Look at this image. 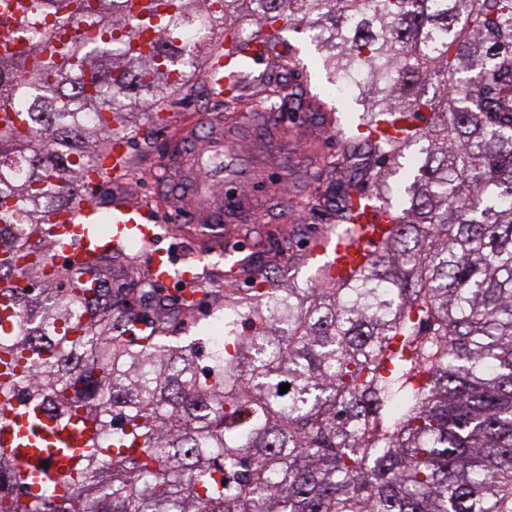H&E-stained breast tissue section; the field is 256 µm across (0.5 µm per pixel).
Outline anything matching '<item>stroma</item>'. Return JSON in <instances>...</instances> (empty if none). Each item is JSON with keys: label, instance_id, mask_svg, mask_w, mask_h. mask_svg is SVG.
<instances>
[{"label": "stroma", "instance_id": "stroma-1", "mask_svg": "<svg viewBox=\"0 0 512 512\" xmlns=\"http://www.w3.org/2000/svg\"><path fill=\"white\" fill-rule=\"evenodd\" d=\"M300 65L285 71L277 60H262L253 66L257 76H286L292 87L288 109L280 114L269 110L261 87L234 104L210 93L202 74L192 78L190 95L174 94L166 105L167 124L152 125L149 109L136 106L127 128L130 173L124 181L107 184L108 195L121 194L149 208L158 219L152 245L131 243L126 252L131 261L113 264L108 276L111 286L123 288L125 301L115 303V312L139 307L135 292L143 273L150 269L153 252H168L177 267L194 266L197 283L176 280L159 287L162 297L194 289L198 302L193 311L174 320L179 335L203 331L211 337L224 321L222 277L234 263L262 260L273 284L302 283L313 276L317 261L308 257L307 245L336 235V215H318L316 207L304 206L305 198L316 195L315 180L324 176L327 162L336 155L339 140L348 139L361 123L363 107L354 96H337L333 78L323 66L324 52L305 26L285 31ZM223 112L227 140L250 161L264 160V181L255 186L241 181L239 190L249 196L252 214L242 224L224 227V250L215 252L182 238L181 226L173 222L156 195L161 171L157 160L182 124L201 122L205 114Z\"/></svg>", "mask_w": 512, "mask_h": 512}]
</instances>
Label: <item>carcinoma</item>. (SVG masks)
<instances>
[{
	"mask_svg": "<svg viewBox=\"0 0 512 512\" xmlns=\"http://www.w3.org/2000/svg\"><path fill=\"white\" fill-rule=\"evenodd\" d=\"M16 0L0 29V418L27 399L93 436L64 493L33 496L0 452V512H512V0ZM243 15L251 28L233 22ZM314 32L334 82L358 74L374 158L336 179L343 234L380 201L398 221L347 280L224 286V353L168 335L194 301L112 314V243L45 251L124 138L129 92L167 122L208 29L235 101L245 60ZM434 92H428V89ZM414 122L399 139L378 126ZM408 159L412 175L391 181ZM290 389L282 394L280 385Z\"/></svg>",
	"mask_w": 512,
	"mask_h": 512,
	"instance_id": "carcinoma-1",
	"label": "carcinoma"
}]
</instances>
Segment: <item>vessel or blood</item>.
<instances>
[{"instance_id": "b4317fda", "label": "vessel or blood", "mask_w": 512, "mask_h": 512, "mask_svg": "<svg viewBox=\"0 0 512 512\" xmlns=\"http://www.w3.org/2000/svg\"><path fill=\"white\" fill-rule=\"evenodd\" d=\"M238 156L224 143L222 121H215L211 135L197 141L193 151H186L183 139H176L163 160L167 179L161 190L167 208L183 215L189 222V237L213 250L224 245V227L246 221L250 211L247 198L233 192L228 170L238 166ZM97 185L89 183L81 198L70 209L61 211L51 219L50 258L53 263H66L74 242L90 245L98 234L101 221L112 226V243L127 241L149 242L154 237V214L145 206L115 198L107 207L96 201ZM392 212L383 211L372 217L364 227V238L352 243L337 241L334 247L319 245L315 252L329 255L330 264L337 274L349 276L366 261L365 239L379 240L393 222ZM40 421L49 441L70 448L85 447L89 434L76 427L39 415L24 401L16 402L6 421L0 422V450L16 458L24 474L34 475L45 486H58V478L72 471L77 457H69L46 449L31 432L33 421Z\"/></svg>"}]
</instances>
